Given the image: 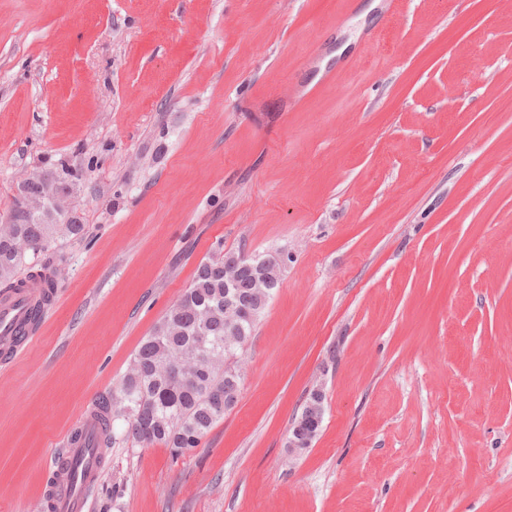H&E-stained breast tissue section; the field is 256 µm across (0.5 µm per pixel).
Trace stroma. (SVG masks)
Returning <instances> with one entry per match:
<instances>
[{"label": "stroma", "instance_id": "1", "mask_svg": "<svg viewBox=\"0 0 512 512\" xmlns=\"http://www.w3.org/2000/svg\"><path fill=\"white\" fill-rule=\"evenodd\" d=\"M63 156L86 233L0 360V512L221 249L288 255L238 401L178 460L116 419L91 512H512V5L0 0V215ZM316 395L317 391L310 393L302 408L301 413L296 416L293 421L292 427L290 429V436L294 431H305L308 429V423L312 421L313 418L318 419L320 428L324 414V402L323 400L322 402L317 401L315 399Z\"/></svg>", "mask_w": 512, "mask_h": 512}]
</instances>
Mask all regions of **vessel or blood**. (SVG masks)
Returning <instances> with one entry per match:
<instances>
[{
	"label": "vessel or blood",
	"mask_w": 512,
	"mask_h": 512,
	"mask_svg": "<svg viewBox=\"0 0 512 512\" xmlns=\"http://www.w3.org/2000/svg\"><path fill=\"white\" fill-rule=\"evenodd\" d=\"M44 291L28 288L16 293L0 294V350L13 358L24 353L34 340V310ZM81 438L66 437L70 467L58 468L57 477L48 492L54 512H87L88 498L102 474L103 451L96 443L100 424L88 415Z\"/></svg>",
	"instance_id": "obj_1"
}]
</instances>
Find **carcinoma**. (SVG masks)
<instances>
[{"instance_id": "carcinoma-1", "label": "carcinoma", "mask_w": 512, "mask_h": 512, "mask_svg": "<svg viewBox=\"0 0 512 512\" xmlns=\"http://www.w3.org/2000/svg\"><path fill=\"white\" fill-rule=\"evenodd\" d=\"M82 179V171L65 158L33 175L19 192L42 199L38 209L26 213L10 209L9 224H0V287L19 288L28 278L41 277L46 269L42 253L59 239L80 238L85 225L71 215L64 219L47 200V186L57 183L71 192ZM240 256L227 252L201 262L189 286L173 303L135 352L130 369L112 395L99 398L104 415L101 437L111 444L114 419L124 417L126 439L143 445L160 444L175 459L201 446V440L237 402L241 377L231 365L248 344L256 320L245 319L241 327L229 323L224 288V263ZM282 267L268 268L264 276L241 271L232 304L262 315L274 289L281 282ZM221 393L216 404L211 392ZM324 403L310 393L291 431H304L312 419H323Z\"/></svg>"}]
</instances>
